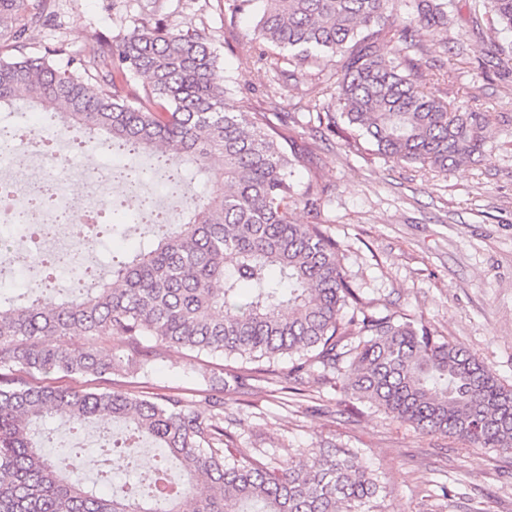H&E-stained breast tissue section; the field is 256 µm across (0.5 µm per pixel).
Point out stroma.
I'll use <instances>...</instances> for the list:
<instances>
[{"label":"stroma","mask_w":512,"mask_h":512,"mask_svg":"<svg viewBox=\"0 0 512 512\" xmlns=\"http://www.w3.org/2000/svg\"><path fill=\"white\" fill-rule=\"evenodd\" d=\"M236 0H55L57 24L35 30L28 53L60 46L89 54L95 38L118 40L136 27L161 23L197 29L218 56L217 74L236 101L285 113L305 161L301 183L323 190L318 210L294 217L324 225L339 242L344 270L366 304L381 317L403 315L476 356L512 388V65L491 63L489 52L512 48V31L476 29L482 0H456L446 28L421 36L414 74L429 96L452 108L483 112L480 153L440 173L398 165L348 148L318 122L310 91L328 59L296 67L283 80L287 52L262 47L253 14ZM455 68L454 84L441 76ZM231 362L165 350L151 371L113 374L114 387L134 394L174 393L204 408L203 390L222 385ZM316 375L295 387L254 383L224 394V426L242 448L283 454L290 448L336 445L359 450L386 488L384 512H512V454L475 448L416 431L361 403ZM103 430L73 431L56 421L41 434L49 454L94 450Z\"/></svg>","instance_id":"obj_1"}]
</instances>
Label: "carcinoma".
Returning <instances> with one entry per match:
<instances>
[{
    "label": "carcinoma",
    "instance_id": "obj_1",
    "mask_svg": "<svg viewBox=\"0 0 512 512\" xmlns=\"http://www.w3.org/2000/svg\"><path fill=\"white\" fill-rule=\"evenodd\" d=\"M259 5V39L291 52L336 57V72L315 83L318 121L349 128L395 163L439 172L480 151L483 112H450L414 78L410 52L424 31L448 23L455 0H240ZM488 24L512 29V0H488ZM52 0H0V37L19 55L0 57V109L45 112L60 133L93 152L157 154L161 185L182 187L187 167L215 188L187 197L174 218H151L139 197L137 220L153 238L112 256L111 277L95 275L49 300L0 294V512H377L378 477L351 448H290L269 456L241 448L224 429V387L273 373L261 363L288 357V375L319 370L384 415L426 434L512 453V390L470 353L425 324L363 315L346 279L336 240L321 224L293 218L315 210L320 191L297 189L302 154L287 151L270 114L231 101L216 83L217 57L197 30L135 28L119 41L97 40L87 60L65 66L24 53L31 33L53 17ZM390 46V56L380 44ZM144 78L131 101L130 78ZM222 167L211 166L214 158ZM72 336H113L121 353L105 358ZM188 350L258 364L207 391L201 411L177 394L32 386L23 375H102L143 369L160 349ZM60 418L123 425L167 455L135 491L104 494L76 480L83 455L50 458L37 427ZM112 468H133L121 448H106Z\"/></svg>",
    "mask_w": 512,
    "mask_h": 512
}]
</instances>
